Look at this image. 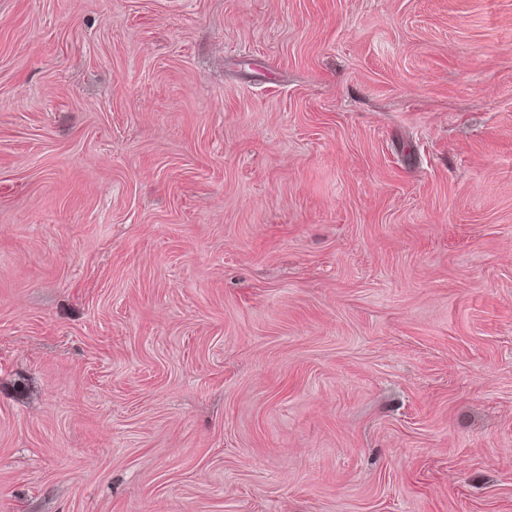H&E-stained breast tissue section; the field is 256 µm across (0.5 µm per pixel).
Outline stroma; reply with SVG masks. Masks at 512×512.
Segmentation results:
<instances>
[{"label": "stroma", "mask_w": 512, "mask_h": 512, "mask_svg": "<svg viewBox=\"0 0 512 512\" xmlns=\"http://www.w3.org/2000/svg\"><path fill=\"white\" fill-rule=\"evenodd\" d=\"M0 512H512V0H0Z\"/></svg>", "instance_id": "obj_1"}]
</instances>
